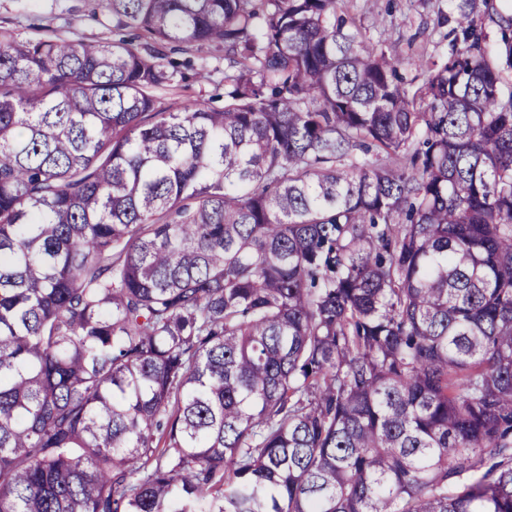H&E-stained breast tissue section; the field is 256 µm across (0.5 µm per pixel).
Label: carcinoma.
<instances>
[{
    "instance_id": "1",
    "label": "carcinoma",
    "mask_w": 512,
    "mask_h": 512,
    "mask_svg": "<svg viewBox=\"0 0 512 512\" xmlns=\"http://www.w3.org/2000/svg\"><path fill=\"white\" fill-rule=\"evenodd\" d=\"M345 2L0 45V512H512V88L477 0L414 91ZM169 58L194 61L186 78L177 75L172 86L159 93L161 106L200 103L209 109L224 108V45L205 44L168 54Z\"/></svg>"
}]
</instances>
